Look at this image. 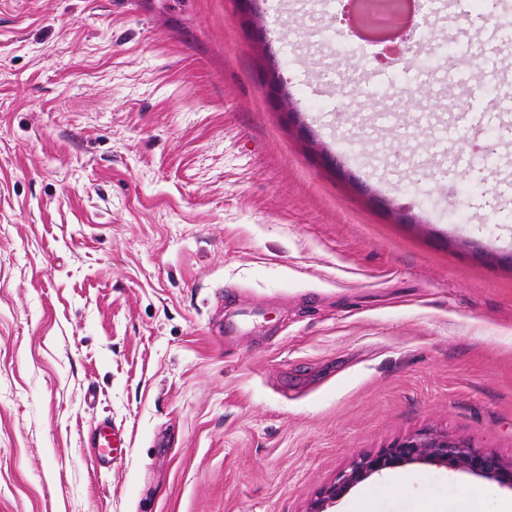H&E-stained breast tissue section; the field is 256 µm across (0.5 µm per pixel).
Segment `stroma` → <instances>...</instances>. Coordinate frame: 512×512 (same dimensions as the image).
<instances>
[{
    "label": "stroma",
    "mask_w": 512,
    "mask_h": 512,
    "mask_svg": "<svg viewBox=\"0 0 512 512\" xmlns=\"http://www.w3.org/2000/svg\"><path fill=\"white\" fill-rule=\"evenodd\" d=\"M284 2L256 28L237 0H0V512H306L425 427L512 460V267L454 244L512 253V194L438 175L490 136L489 186L512 176V67L437 93L493 95L442 143L405 109L415 73ZM345 83L376 88L361 114ZM105 419L126 450L100 470ZM510 503L406 465L333 512Z\"/></svg>",
    "instance_id": "stroma-1"
}]
</instances>
